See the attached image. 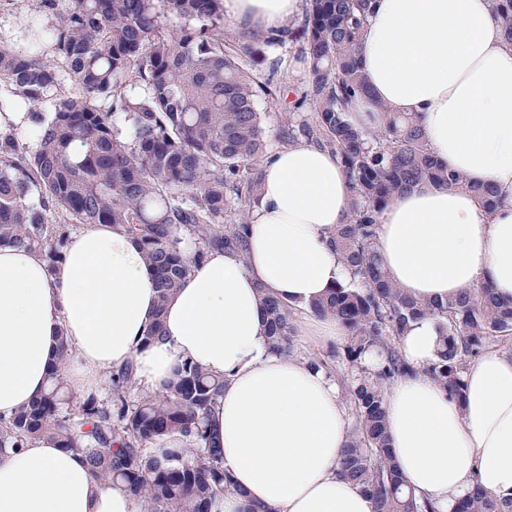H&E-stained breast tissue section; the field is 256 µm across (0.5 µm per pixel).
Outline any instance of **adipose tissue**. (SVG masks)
<instances>
[{"mask_svg": "<svg viewBox=\"0 0 512 512\" xmlns=\"http://www.w3.org/2000/svg\"><path fill=\"white\" fill-rule=\"evenodd\" d=\"M302 2L224 0V14L266 31L297 16ZM359 58L368 95L353 123L377 128L384 108L418 113L435 156L500 198L486 210L461 189L399 193L377 234L390 280L424 301L487 284L512 302V44L490 0H374ZM351 197L334 154L304 142L282 147L264 162L247 256L211 254L163 307L139 242L120 226L87 225L52 267L0 248V415L44 393L64 341L67 383L79 394L101 392L106 374L130 360L140 385L156 390L189 360L226 379L214 426L238 492L225 496L222 512H242L249 500L273 512H374L338 474L350 427L339 384L273 354L261 307L269 291L300 310V335L320 345L344 340L336 318L308 305L351 280L331 242ZM159 310L165 336L144 344ZM441 340L430 317L401 337L413 371L390 385L386 424L408 486L450 512L475 482L512 492V355L473 362L457 400L425 372ZM0 512H141V504L123 487L101 489L78 454L40 438L0 457Z\"/></svg>", "mask_w": 512, "mask_h": 512, "instance_id": "1", "label": "adipose tissue"}]
</instances>
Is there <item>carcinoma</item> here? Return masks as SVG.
Segmentation results:
<instances>
[{
    "label": "carcinoma",
    "mask_w": 512,
    "mask_h": 512,
    "mask_svg": "<svg viewBox=\"0 0 512 512\" xmlns=\"http://www.w3.org/2000/svg\"><path fill=\"white\" fill-rule=\"evenodd\" d=\"M369 8V0H306L300 26L246 34L225 17L224 0H67L54 26L35 31L32 50L0 44V81L29 106L42 107L56 84L39 51L44 40L54 43L82 90L51 102L54 116L37 133L35 150L0 133V247L34 251L52 267L73 228L120 225L140 241L157 277L159 305L144 343L162 340L165 303L192 266L215 251H247L267 152L257 101L273 95L254 68L264 49L299 39L301 99L314 111L284 115L279 140L290 145L303 137L336 154L353 189L332 239L354 281L309 304L347 332L342 356L351 372L346 404L353 422L340 473L372 497L375 512H437L403 489L391 453L385 393L411 371L396 344L411 321L436 318L444 339L427 373L459 400L468 363L512 338V303L487 286L446 302L417 300L383 270L378 219L399 192L417 185L467 189L485 209L498 200L438 161L417 114L385 111L372 132L349 121L365 93L358 49ZM492 11L512 41V0H492ZM98 97L112 98V109L98 110ZM33 190L36 207L27 202ZM260 292L271 351L297 354L299 311ZM372 351L378 361L370 368L365 355ZM67 364L63 341L46 392L0 419V456L48 438L78 453L99 484L124 485L143 512H221L232 486L211 418L224 378L184 361L160 390L140 392L129 361L109 376L104 402L70 390ZM453 512H512V496L475 483Z\"/></svg>",
    "instance_id": "1"
}]
</instances>
